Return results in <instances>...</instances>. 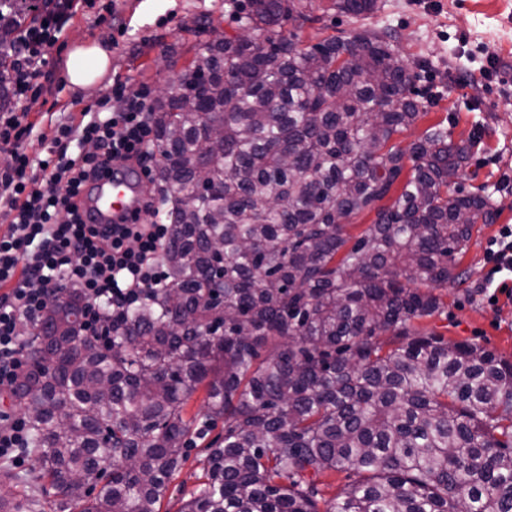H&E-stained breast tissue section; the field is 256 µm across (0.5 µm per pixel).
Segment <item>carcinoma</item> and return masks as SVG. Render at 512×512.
<instances>
[{"label":"carcinoma","instance_id":"carcinoma-1","mask_svg":"<svg viewBox=\"0 0 512 512\" xmlns=\"http://www.w3.org/2000/svg\"><path fill=\"white\" fill-rule=\"evenodd\" d=\"M334 8L366 17L377 0ZM244 19L253 40L205 44L151 111L164 286L107 346L75 288L29 325L13 399L41 485L1 468L16 493L0 512H160L221 419L180 512H512V360L418 326L497 217L457 186L481 134L455 142L441 121L401 145L439 94H414L386 30L307 43L311 0H249ZM332 472L349 482L325 499ZM223 428L224 423L220 420L217 426L209 433L204 443L200 444V441H198V447L190 452L188 461L183 466L181 472L172 480L167 497L161 505L160 512H177L176 510L180 506L181 499H187L186 493L201 481L199 478L202 476V470L197 460L204 456L202 448L205 444L219 434H222Z\"/></svg>","mask_w":512,"mask_h":512}]
</instances>
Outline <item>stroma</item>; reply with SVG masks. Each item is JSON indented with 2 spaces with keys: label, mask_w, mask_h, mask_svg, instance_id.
Masks as SVG:
<instances>
[{
  "label": "stroma",
  "mask_w": 512,
  "mask_h": 512,
  "mask_svg": "<svg viewBox=\"0 0 512 512\" xmlns=\"http://www.w3.org/2000/svg\"><path fill=\"white\" fill-rule=\"evenodd\" d=\"M332 0H315L319 21L305 27L304 40L327 34L349 36L359 21L336 13ZM369 25L392 32L409 62L420 64L418 91L437 88L442 97L405 133L447 121L453 139L483 133L460 178L464 191L485 189L499 215L473 234L459 267L464 283L443 290L445 311L424 319L423 327L451 340H470L512 359V287L487 289L486 247L501 227L512 225V0H378ZM237 14L230 0H96L79 7L52 51V76L37 97L12 100L11 108L47 132L57 121L80 120L97 108L116 80H133L150 95L162 91L172 68H184L213 32L233 33ZM96 43L109 50L112 67L96 84L72 86L63 70L68 52Z\"/></svg>",
  "instance_id": "35a3bbf8"
}]
</instances>
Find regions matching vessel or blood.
I'll return each mask as SVG.
<instances>
[{
  "label": "vessel or blood",
  "mask_w": 512,
  "mask_h": 512,
  "mask_svg": "<svg viewBox=\"0 0 512 512\" xmlns=\"http://www.w3.org/2000/svg\"><path fill=\"white\" fill-rule=\"evenodd\" d=\"M143 182L127 169L105 173L87 188V209L94 223L108 224L132 219L139 207Z\"/></svg>",
  "instance_id": "1"
}]
</instances>
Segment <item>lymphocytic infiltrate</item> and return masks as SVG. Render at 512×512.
I'll return each mask as SVG.
<instances>
[{"label":"lymphocytic infiltrate","mask_w":512,"mask_h":512,"mask_svg":"<svg viewBox=\"0 0 512 512\" xmlns=\"http://www.w3.org/2000/svg\"><path fill=\"white\" fill-rule=\"evenodd\" d=\"M78 0H0V83L14 96L41 95L52 48L77 11ZM120 107L79 122L56 123L39 134L34 123L0 108V394L12 393L27 371V321L40 316L61 283L88 301L89 336L108 338L112 321L160 285L159 255L166 225L154 222L151 199L133 223L87 224L81 192L107 166L151 172L153 126L148 93L126 81L111 91ZM36 138L40 154L21 150Z\"/></svg>","instance_id":"lymphocytic-infiltrate-1"}]
</instances>
